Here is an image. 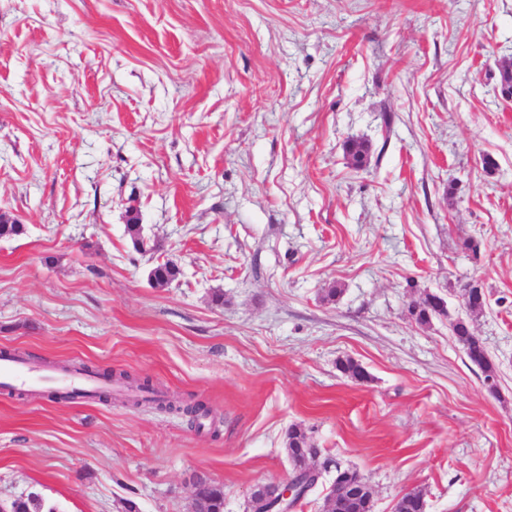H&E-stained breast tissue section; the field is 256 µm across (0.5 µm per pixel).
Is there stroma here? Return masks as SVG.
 Instances as JSON below:
<instances>
[{"label":"stroma","mask_w":512,"mask_h":512,"mask_svg":"<svg viewBox=\"0 0 512 512\" xmlns=\"http://www.w3.org/2000/svg\"><path fill=\"white\" fill-rule=\"evenodd\" d=\"M511 61L512 0H0V350L209 411L0 387V500L192 512L201 478L244 512L296 425L374 512H512ZM427 292L448 315L421 325ZM408 312L421 325L430 323L433 318L447 317L448 315L445 301L432 293H425L419 300L411 302ZM456 341L461 345L467 359L485 374V380L497 379V370L483 342L472 330L469 321L457 319L451 322Z\"/></svg>","instance_id":"stroma-1"}]
</instances>
